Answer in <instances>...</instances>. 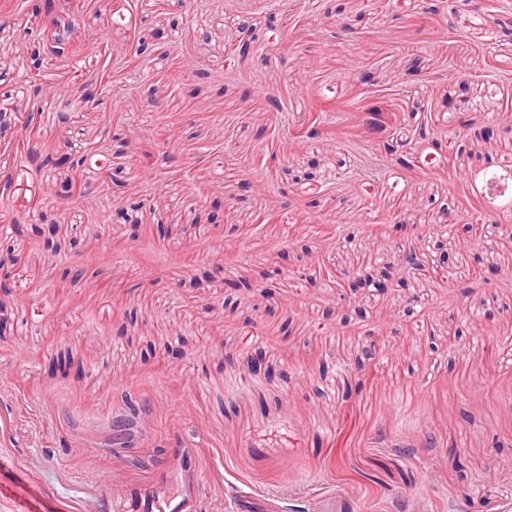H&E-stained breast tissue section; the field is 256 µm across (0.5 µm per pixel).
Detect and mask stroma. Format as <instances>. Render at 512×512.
Here are the masks:
<instances>
[{"label": "stroma", "mask_w": 512, "mask_h": 512, "mask_svg": "<svg viewBox=\"0 0 512 512\" xmlns=\"http://www.w3.org/2000/svg\"><path fill=\"white\" fill-rule=\"evenodd\" d=\"M30 2L0 9V102L79 166L0 158V257H22L0 299V512H512L508 212L481 209L487 246L436 221L512 172V0H56L75 57L43 52ZM372 105L384 132L353 123ZM322 106L330 134L279 148ZM76 173L81 201L59 194ZM143 195L154 213L116 219Z\"/></svg>", "instance_id": "obj_1"}]
</instances>
